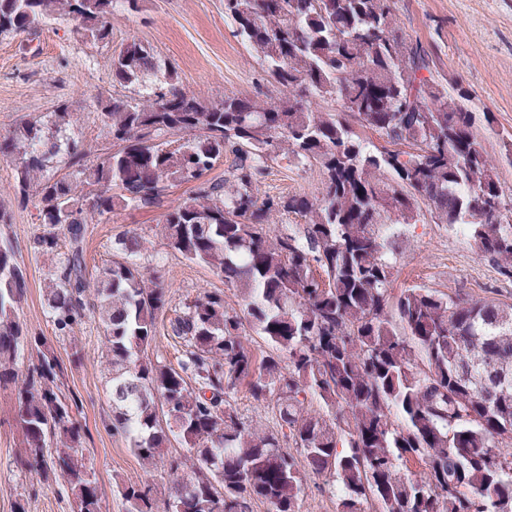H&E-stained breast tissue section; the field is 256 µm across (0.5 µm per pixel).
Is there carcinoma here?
<instances>
[{
  "instance_id": "carcinoma-1",
  "label": "carcinoma",
  "mask_w": 512,
  "mask_h": 512,
  "mask_svg": "<svg viewBox=\"0 0 512 512\" xmlns=\"http://www.w3.org/2000/svg\"><path fill=\"white\" fill-rule=\"evenodd\" d=\"M140 2L0 0V36L68 17L76 34L105 42L114 13ZM224 15L279 96L208 100L132 39L109 58L131 92L103 107L111 152L72 177L45 176L59 155L80 154L64 107L52 133L27 122L0 141L16 193L36 187L41 223L69 242L45 288L48 317L64 334L91 307L104 328L112 431L167 468L164 512H252L256 502L301 512L311 474L339 489L336 512H512V303L391 288L402 228L423 205L512 279V220L469 90L425 76L433 60L400 31L394 0H224ZM328 100L341 110H322ZM226 157L224 178L208 177ZM277 160L317 167L318 194L259 197ZM185 182L194 193L163 213L164 244L224 278L244 310L215 290L186 305L170 320L175 368L148 355L167 291L146 286L140 237L117 238L94 284L83 243L93 217L155 206ZM290 214L302 223L280 230ZM25 292L15 252L0 247V386L16 382L25 351L38 353L15 386L21 465L60 474L76 512H102L76 401L58 386L63 361L18 319ZM242 384L276 426L238 411ZM173 439L186 456L168 455ZM119 493L126 512H157L149 482Z\"/></svg>"
}]
</instances>
